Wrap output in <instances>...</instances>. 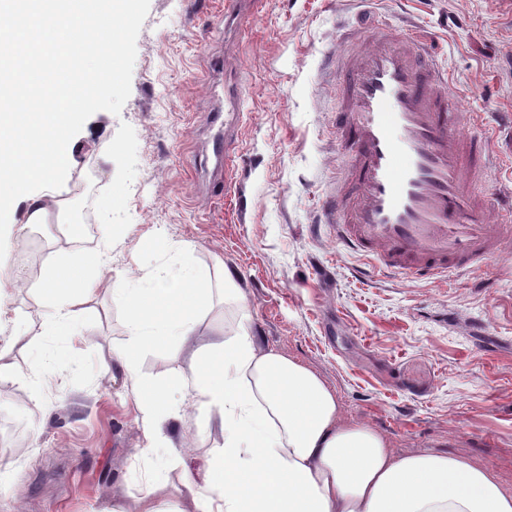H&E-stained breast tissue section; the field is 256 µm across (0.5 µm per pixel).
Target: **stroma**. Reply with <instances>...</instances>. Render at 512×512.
Returning <instances> with one entry per match:
<instances>
[{
  "mask_svg": "<svg viewBox=\"0 0 512 512\" xmlns=\"http://www.w3.org/2000/svg\"><path fill=\"white\" fill-rule=\"evenodd\" d=\"M373 18L390 32L410 21L448 73L446 89L490 137L480 186L512 193V0H255L240 29L224 27V0H134L122 20V87L101 90L84 113L71 165L57 185L70 200L76 243L44 227L0 223V411L16 425L0 445V512H125L154 472L142 419L121 374L102 357L128 339L129 312L100 295L79 352L29 377V353L7 344L16 317L40 324L35 290L54 257L106 254L107 283L188 261L214 287L185 346L141 352V375L180 407L164 424L183 447L167 474L198 471L222 447L207 419L171 387L191 378V353L216 332L254 336L314 372L344 420L383 435L394 454L443 452L492 471L512 491V241L485 266L441 281L374 271L338 248L322 201L335 189V56L343 29ZM235 67L244 114L224 163L227 185L206 193L194 175L208 141L213 64ZM237 290L222 294L225 270Z\"/></svg>",
  "mask_w": 512,
  "mask_h": 512,
  "instance_id": "stroma-1",
  "label": "stroma"
}]
</instances>
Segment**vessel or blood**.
<instances>
[{"label":"vessel or blood","instance_id":"obj_1","mask_svg":"<svg viewBox=\"0 0 512 512\" xmlns=\"http://www.w3.org/2000/svg\"><path fill=\"white\" fill-rule=\"evenodd\" d=\"M336 139L347 184L326 197L336 242L375 267L435 279L486 263L512 240V194L476 197L488 138L462 136L464 114L412 36L367 37L337 54ZM506 216L491 223L490 207Z\"/></svg>","mask_w":512,"mask_h":512}]
</instances>
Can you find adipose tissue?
I'll list each match as a JSON object with an SVG mask.
<instances>
[{
	"label": "adipose tissue",
	"instance_id": "adipose-tissue-1",
	"mask_svg": "<svg viewBox=\"0 0 512 512\" xmlns=\"http://www.w3.org/2000/svg\"><path fill=\"white\" fill-rule=\"evenodd\" d=\"M105 32L91 0H0V222L65 223L69 201L55 190L70 154L73 100L89 107L111 77L89 62ZM43 183L44 193L28 195ZM26 198L24 212L14 202ZM95 260L58 257L37 289L45 317L12 337L31 354L32 374L60 350H76L78 328L101 279ZM211 281L182 263L166 276L113 289L130 313L127 347L113 359L133 388L147 453L168 470L182 451L163 435L155 390L145 388L137 357L158 342L186 343L195 335ZM193 403L217 415L224 444L203 479L183 473L179 494L189 512H512V492L489 470L448 454L395 456L385 439L340 420L334 395L306 367L277 352L256 351L243 333L220 340L193 359Z\"/></svg>",
	"mask_w": 512,
	"mask_h": 512
}]
</instances>
